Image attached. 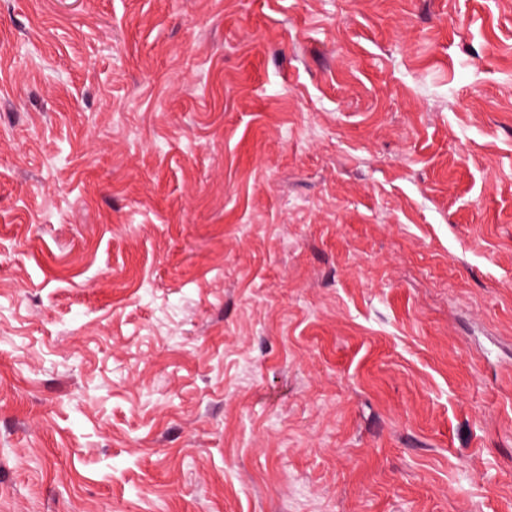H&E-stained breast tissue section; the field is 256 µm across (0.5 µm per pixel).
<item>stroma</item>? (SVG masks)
Wrapping results in <instances>:
<instances>
[{
	"label": "stroma",
	"instance_id": "stroma-1",
	"mask_svg": "<svg viewBox=\"0 0 512 512\" xmlns=\"http://www.w3.org/2000/svg\"><path fill=\"white\" fill-rule=\"evenodd\" d=\"M0 512H512V0H0Z\"/></svg>",
	"mask_w": 512,
	"mask_h": 512
}]
</instances>
